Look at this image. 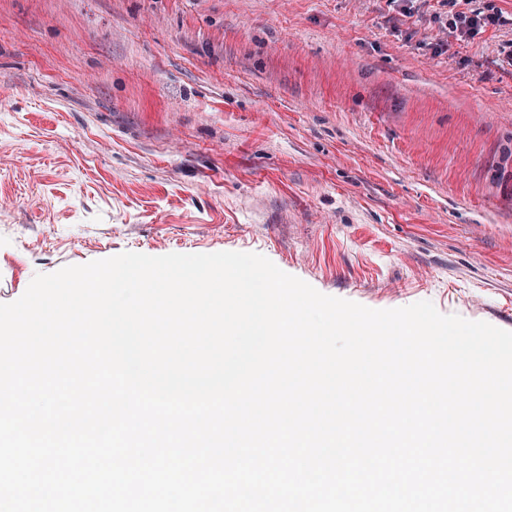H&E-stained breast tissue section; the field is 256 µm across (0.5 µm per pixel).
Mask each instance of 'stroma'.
<instances>
[{"label":"stroma","mask_w":512,"mask_h":512,"mask_svg":"<svg viewBox=\"0 0 512 512\" xmlns=\"http://www.w3.org/2000/svg\"><path fill=\"white\" fill-rule=\"evenodd\" d=\"M223 251L512 331V0H0V303ZM485 10H473L470 15L466 13L446 14L445 26L455 34L457 38L463 39L474 37L485 31L486 27L497 25L500 22V14L498 10L492 6L486 7Z\"/></svg>","instance_id":"obj_1"}]
</instances>
